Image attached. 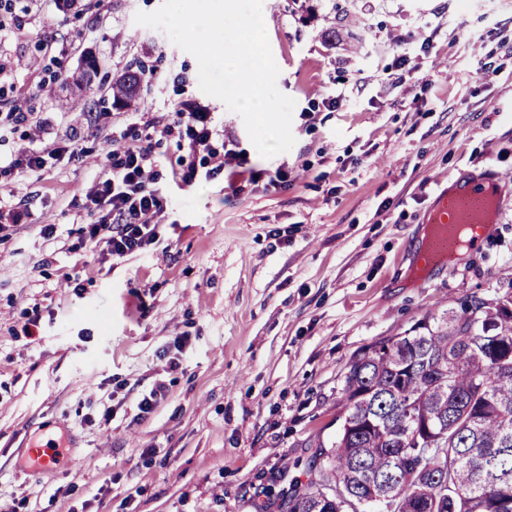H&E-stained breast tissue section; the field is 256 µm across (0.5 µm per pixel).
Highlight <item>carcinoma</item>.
<instances>
[{
  "label": "carcinoma",
  "mask_w": 512,
  "mask_h": 512,
  "mask_svg": "<svg viewBox=\"0 0 512 512\" xmlns=\"http://www.w3.org/2000/svg\"><path fill=\"white\" fill-rule=\"evenodd\" d=\"M143 70L112 83L113 103L139 97ZM512 290L467 296L460 309L363 347L344 374L343 423L328 465L280 490L287 512H350L323 497L341 483L360 512H512ZM436 452L419 462L413 426Z\"/></svg>",
  "instance_id": "cac0c4a2"
}]
</instances>
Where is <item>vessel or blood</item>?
Wrapping results in <instances>:
<instances>
[{
  "label": "vessel or blood",
  "instance_id": "1",
  "mask_svg": "<svg viewBox=\"0 0 512 512\" xmlns=\"http://www.w3.org/2000/svg\"><path fill=\"white\" fill-rule=\"evenodd\" d=\"M484 181H474L471 189L455 195L440 192L429 211L426 222L431 230L416 251V271L424 273L441 262L455 261L463 241L464 231L481 236L491 231L482 211L487 196Z\"/></svg>",
  "mask_w": 512,
  "mask_h": 512
}]
</instances>
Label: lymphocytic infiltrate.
<instances>
[{"label": "lymphocytic infiltrate", "instance_id": "1", "mask_svg": "<svg viewBox=\"0 0 512 512\" xmlns=\"http://www.w3.org/2000/svg\"><path fill=\"white\" fill-rule=\"evenodd\" d=\"M160 136L185 135L189 151L208 148L220 131L210 112L193 101L182 102ZM107 170L95 178L81 204L94 221L86 225L93 247L115 258L145 251L157 239L159 217L164 210L163 189L155 176L150 144L138 142L110 150Z\"/></svg>", "mask_w": 512, "mask_h": 512}]
</instances>
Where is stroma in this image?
Listing matches in <instances>:
<instances>
[{"instance_id":"stroma-1","label":"stroma","mask_w":512,"mask_h":512,"mask_svg":"<svg viewBox=\"0 0 512 512\" xmlns=\"http://www.w3.org/2000/svg\"><path fill=\"white\" fill-rule=\"evenodd\" d=\"M161 2L0 10V160L72 134L79 154L0 175V199L27 210L0 226V512H285L278 490L308 483L304 460L340 432L362 347L512 287V0H263L277 86L295 101V143L268 159L200 90L196 58L135 23ZM88 54L100 72L74 112ZM141 61L140 98L114 106L113 77ZM185 100L223 126L211 145L230 162L160 141L157 241L92 254L78 205L113 141L144 138ZM279 169L288 180L272 184ZM497 174L511 183L492 233L414 272L437 191ZM158 384L166 399L141 413ZM51 439L60 466H33L29 449Z\"/></svg>"}]
</instances>
